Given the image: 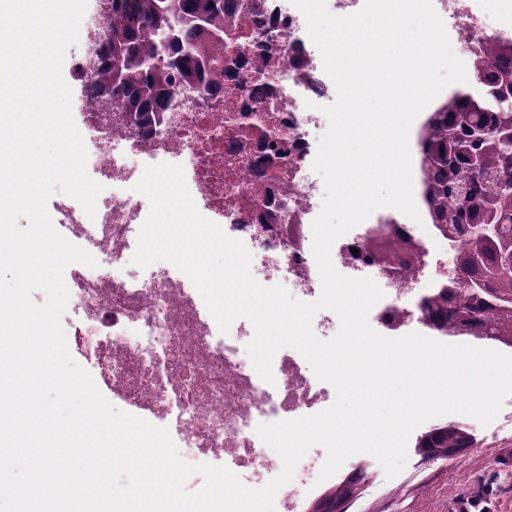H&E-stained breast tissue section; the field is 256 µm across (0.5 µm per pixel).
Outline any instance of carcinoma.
<instances>
[{"mask_svg": "<svg viewBox=\"0 0 512 512\" xmlns=\"http://www.w3.org/2000/svg\"><path fill=\"white\" fill-rule=\"evenodd\" d=\"M224 0H112L109 25L111 39L105 46V89L112 97L124 99V110L145 128L156 120L155 112L164 101H172L173 76L188 87L202 85L207 72L216 69L218 57L199 50V40L223 41ZM512 57V43L485 46L473 55V71L482 81L467 91L445 100L428 118L419 146L421 156L434 161L422 171L431 222L451 238L463 241L456 265L467 279L450 278L426 301L423 311L441 331L454 329L462 335L490 313L486 334L512 347V262L501 252L512 242V104L500 94H512V67L501 60ZM483 97L487 111L475 114L489 132L474 140L455 125L458 113L470 109ZM477 151L483 169H472L466 156ZM494 190L493 206L502 221L498 238L484 242L472 233L483 223L486 193ZM460 302L453 311V297ZM471 436L457 423L436 425L417 439L421 456L443 460L470 446ZM362 473L355 471L315 501L310 512H344L343 506L355 494Z\"/></svg>", "mask_w": 512, "mask_h": 512, "instance_id": "cac0c4a2", "label": "carcinoma"}]
</instances>
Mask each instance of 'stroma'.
<instances>
[{"mask_svg": "<svg viewBox=\"0 0 512 512\" xmlns=\"http://www.w3.org/2000/svg\"><path fill=\"white\" fill-rule=\"evenodd\" d=\"M447 419L467 429L472 448L430 461L408 447L406 464L393 477L376 456L359 452L319 482V489L360 469L364 479L347 512H512V396L489 424L461 413Z\"/></svg>", "mask_w": 512, "mask_h": 512, "instance_id": "1", "label": "stroma"}]
</instances>
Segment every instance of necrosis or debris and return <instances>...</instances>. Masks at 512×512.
I'll return each instance as SVG.
<instances>
[{
	"instance_id": "4bbe7bcc",
	"label": "necrosis or debris",
	"mask_w": 512,
	"mask_h": 512,
	"mask_svg": "<svg viewBox=\"0 0 512 512\" xmlns=\"http://www.w3.org/2000/svg\"><path fill=\"white\" fill-rule=\"evenodd\" d=\"M431 2L467 45L512 40V23L490 26L481 0ZM100 5L74 70L85 90L80 135L93 143L89 164L112 194L91 216L70 197L56 202L68 242L83 244L96 261L66 283L84 324L82 345L100 381L176 432L181 459L220 458L240 482L273 481L285 463L280 453L259 449V427L327 410L332 385L290 346L274 355L273 378L264 380L242 354L246 328L221 332L188 275L162 261L135 266L150 203L133 188L148 166H181L198 211L245 245L265 281L282 277L298 297H315L321 275L311 226L323 186L313 165L321 105L335 97L336 85L293 0H238L224 18L221 66L209 90H181L183 106L163 108L149 128L128 125L104 110L112 97L99 88L97 56L112 0ZM453 249L435 225L377 214L337 238L329 258L343 277L379 286L383 295L367 317L383 335L401 336L420 322L432 286L447 278ZM311 468L295 465L275 493L278 512H301L315 491Z\"/></svg>"
}]
</instances>
